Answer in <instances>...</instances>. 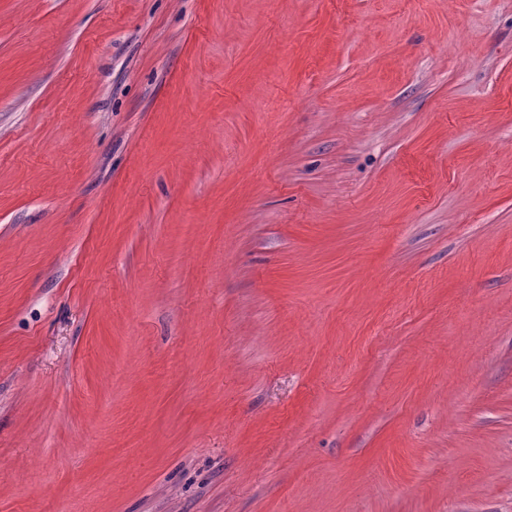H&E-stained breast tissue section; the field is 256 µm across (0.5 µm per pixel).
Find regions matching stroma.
I'll list each match as a JSON object with an SVG mask.
<instances>
[{
  "label": "stroma",
  "instance_id": "obj_1",
  "mask_svg": "<svg viewBox=\"0 0 512 512\" xmlns=\"http://www.w3.org/2000/svg\"><path fill=\"white\" fill-rule=\"evenodd\" d=\"M0 512H512V0H0Z\"/></svg>",
  "mask_w": 512,
  "mask_h": 512
}]
</instances>
